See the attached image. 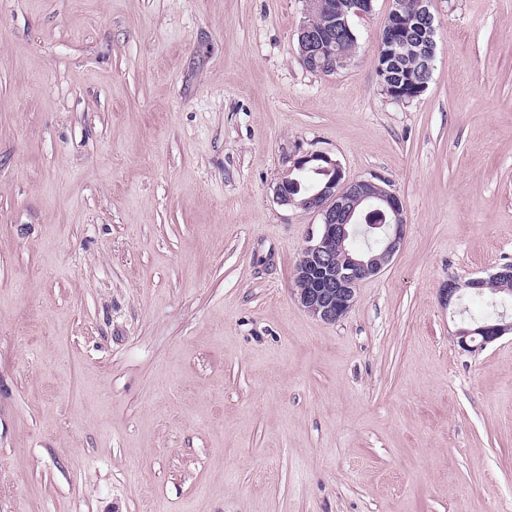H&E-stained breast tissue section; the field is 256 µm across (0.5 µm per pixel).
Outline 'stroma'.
<instances>
[{
  "instance_id": "obj_1",
  "label": "stroma",
  "mask_w": 512,
  "mask_h": 512,
  "mask_svg": "<svg viewBox=\"0 0 512 512\" xmlns=\"http://www.w3.org/2000/svg\"><path fill=\"white\" fill-rule=\"evenodd\" d=\"M331 75L304 0H0V512H512V334L451 279L512 263V0H432L426 91ZM320 152L401 198L339 321L294 269ZM489 279H497L504 282L510 281L512 279V265H502L496 273L491 274L488 278L476 277L464 281L457 279L450 280L445 288H443V298L448 307L460 303L464 294L467 293L466 291H462L464 289L462 287L473 288L476 289V291L481 288L483 291L482 294H478L475 290L471 291L475 296L485 299V307L483 310L478 313H469V310L464 309V313L468 314L470 321L478 322L479 324L460 327L454 333L458 345L464 351L472 352L476 349L483 348L486 344L493 342L504 334L512 332V323L506 321L505 314L503 318L494 325H481L484 323H494L499 317V311L501 310L498 304L499 294L504 295V293L496 288H502L508 291L510 296L512 295V290H510V288H512L511 284L506 285L504 283L490 281L484 286L485 282ZM477 338H480V341L473 344L477 341Z\"/></svg>"
}]
</instances>
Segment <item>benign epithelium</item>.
I'll return each mask as SVG.
<instances>
[{
	"label": "benign epithelium",
	"mask_w": 512,
	"mask_h": 512,
	"mask_svg": "<svg viewBox=\"0 0 512 512\" xmlns=\"http://www.w3.org/2000/svg\"><path fill=\"white\" fill-rule=\"evenodd\" d=\"M373 0H305V20L299 28L298 50L311 67L326 66L332 72L348 65L351 54L342 50L344 43H357V34L349 22L352 15L371 12ZM325 14L326 22L312 26L314 17ZM425 35L428 43L423 47L419 70L400 75L398 60L413 31ZM435 33L434 16L430 0H421V9L414 24H409L400 12V4L392 0V9L381 32L376 71L383 91L393 100L410 101L419 97L428 87L432 76ZM312 170L326 180L309 195L296 199L289 193L296 180L285 176L274 188L282 205H296L313 211L321 217L320 231L310 240L295 269L297 299L312 316L332 324L344 316L355 300L361 282L378 275L400 248L405 233L404 206L401 198L370 179L344 178L339 163L324 154H304L294 159L288 172ZM368 206V214L384 221L385 236L381 252L365 260L345 255L338 261L329 250L334 239L346 240L356 234L359 225L350 223L356 206ZM486 279L469 278L450 280L443 288L445 304L454 306L464 296L462 288L480 289ZM512 332V323L502 318L494 325H466L458 328L454 336L458 345L472 352Z\"/></svg>",
	"instance_id": "1"
}]
</instances>
